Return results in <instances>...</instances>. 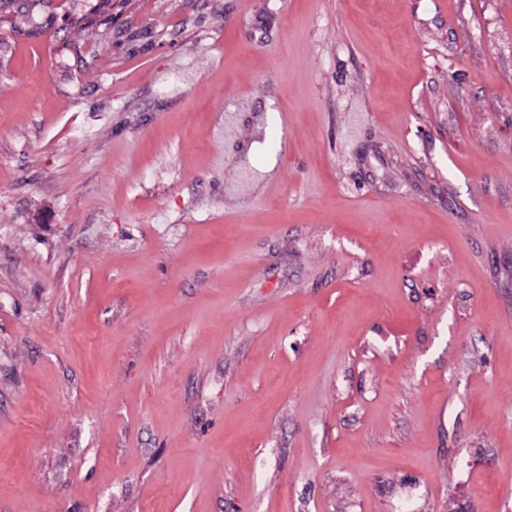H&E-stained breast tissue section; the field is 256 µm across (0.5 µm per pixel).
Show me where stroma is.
<instances>
[{"instance_id": "obj_1", "label": "stroma", "mask_w": 512, "mask_h": 512, "mask_svg": "<svg viewBox=\"0 0 512 512\" xmlns=\"http://www.w3.org/2000/svg\"><path fill=\"white\" fill-rule=\"evenodd\" d=\"M96 2L0 22V512H512V0ZM105 3L102 7H96L92 12L82 16L79 19L82 29H97L103 25H108L112 21V0H100Z\"/></svg>"}]
</instances>
